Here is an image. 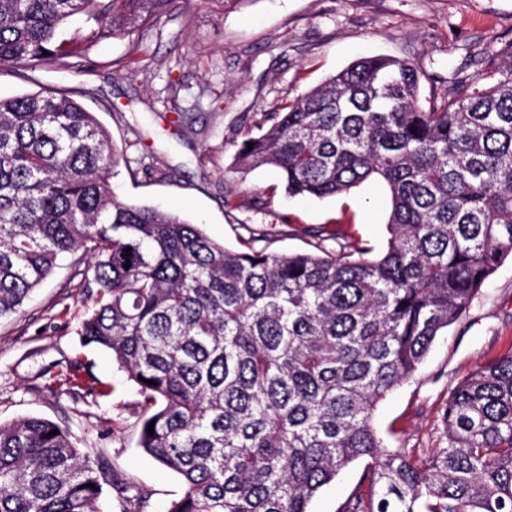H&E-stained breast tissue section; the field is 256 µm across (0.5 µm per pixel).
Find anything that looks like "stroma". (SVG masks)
I'll return each mask as SVG.
<instances>
[{"instance_id": "obj_1", "label": "stroma", "mask_w": 512, "mask_h": 512, "mask_svg": "<svg viewBox=\"0 0 512 512\" xmlns=\"http://www.w3.org/2000/svg\"><path fill=\"white\" fill-rule=\"evenodd\" d=\"M512 41V0H252L227 13L216 0H180L140 44L94 47L84 71L49 63L0 70V97L42 88H77L82 106L107 126L130 159L153 155L169 178L131 180L119 170L117 198L182 210L213 239L238 249L248 224L262 225L269 251L309 250L312 229L343 226L374 248L387 237L390 197L377 182L315 199L291 197L278 173L234 172L232 156L258 112H274L352 62L389 55L422 73L471 78L481 60ZM138 59L137 74L115 68ZM192 118L177 122L161 99L168 83ZM82 251L64 256L20 311L0 319V423L24 416L67 428L91 459L112 469L101 512H125L138 492L142 512H166L182 481L139 447L143 397L111 355L81 344L79 326L95 304ZM512 349V257L482 285L466 314L439 336L416 375L378 407L375 424L389 448H433L444 440L440 411L450 388L477 366ZM361 466L345 470L313 500L311 512H339Z\"/></svg>"}]
</instances>
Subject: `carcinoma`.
I'll use <instances>...</instances> for the list:
<instances>
[{
  "label": "carcinoma",
  "instance_id": "obj_1",
  "mask_svg": "<svg viewBox=\"0 0 512 512\" xmlns=\"http://www.w3.org/2000/svg\"><path fill=\"white\" fill-rule=\"evenodd\" d=\"M177 3L0 0V70L82 71L92 46L140 41ZM485 70L424 109L416 67L371 56L255 113L235 171L273 168L288 195L318 199L385 183L376 257L360 241L327 255L344 233L323 227L313 250L282 254L246 224L230 249L115 197L124 156L77 90L0 98V318L64 255L92 260L81 340L149 406L139 445L185 487L167 512H309L354 464L340 512H512V348L450 389L446 446L387 448L373 423L512 255V41ZM106 473L50 420L0 424V512H100Z\"/></svg>",
  "mask_w": 512,
  "mask_h": 512
}]
</instances>
